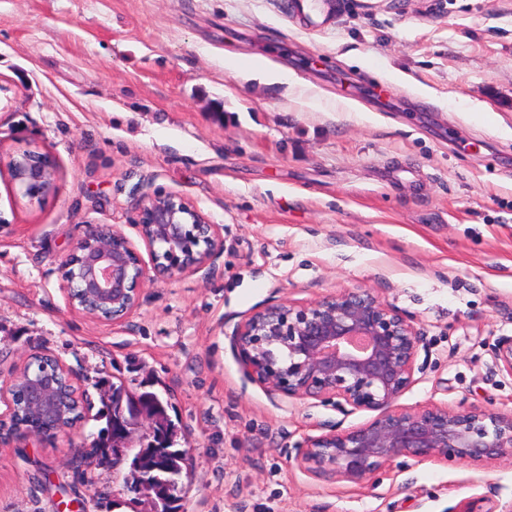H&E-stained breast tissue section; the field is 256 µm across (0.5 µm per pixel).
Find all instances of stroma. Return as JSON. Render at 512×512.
<instances>
[{
  "label": "stroma",
  "mask_w": 512,
  "mask_h": 512,
  "mask_svg": "<svg viewBox=\"0 0 512 512\" xmlns=\"http://www.w3.org/2000/svg\"><path fill=\"white\" fill-rule=\"evenodd\" d=\"M301 25L284 0H0V158L52 157L55 189L0 172V381L22 354L167 393L189 449L180 512H447L512 499V465L408 463L365 486L318 479L294 448L367 420L270 395L234 325L282 301L371 289L426 333L403 395L512 408L494 361L512 336V0H336ZM263 64L282 82L248 79ZM224 228L214 272L147 283L126 329L71 309L60 273L87 224L138 240L135 188ZM54 439L0 444V512H153ZM512 499L502 502L489 496L465 498L453 506L448 512H511Z\"/></svg>",
  "instance_id": "obj_1"
}]
</instances>
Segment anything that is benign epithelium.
I'll list each match as a JSON object with an SVG mask.
<instances>
[{
	"label": "benign epithelium",
	"instance_id": "7a95c632",
	"mask_svg": "<svg viewBox=\"0 0 512 512\" xmlns=\"http://www.w3.org/2000/svg\"><path fill=\"white\" fill-rule=\"evenodd\" d=\"M1 165L26 197L54 189V161L45 153L25 150ZM132 209L151 265L118 227L86 224L61 267L73 310L126 327L146 283L212 270L223 248L220 225L180 194L142 189L133 194ZM230 344L246 378L273 396L329 403L344 415L371 413L348 428L323 423L320 434L304 438L294 462L312 477L364 485L401 457L446 467L512 464V412L400 404L423 370L418 358L426 338L411 316L366 288H345L308 304H268L234 325ZM34 356L23 355L0 384V401L8 413L20 404L44 424L1 428L0 443L54 439L88 416L80 374L62 363L53 376L33 374ZM494 360L512 376V336L498 339ZM448 512H512V500L465 498Z\"/></svg>",
	"mask_w": 512,
	"mask_h": 512
}]
</instances>
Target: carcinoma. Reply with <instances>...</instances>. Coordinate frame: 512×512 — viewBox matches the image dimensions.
Here are the masks:
<instances>
[{
	"label": "carcinoma",
	"instance_id": "1",
	"mask_svg": "<svg viewBox=\"0 0 512 512\" xmlns=\"http://www.w3.org/2000/svg\"><path fill=\"white\" fill-rule=\"evenodd\" d=\"M101 384L108 386V394L101 398L97 418L105 421V426L91 441L92 455L102 459L114 454L133 413H148L155 420L154 432L146 436V446L134 455L126 487L136 494H148L157 502L168 501L170 512H178L181 493L191 482V464L188 450L176 447V426L164 401L155 392H133L106 379Z\"/></svg>",
	"mask_w": 512,
	"mask_h": 512
}]
</instances>
